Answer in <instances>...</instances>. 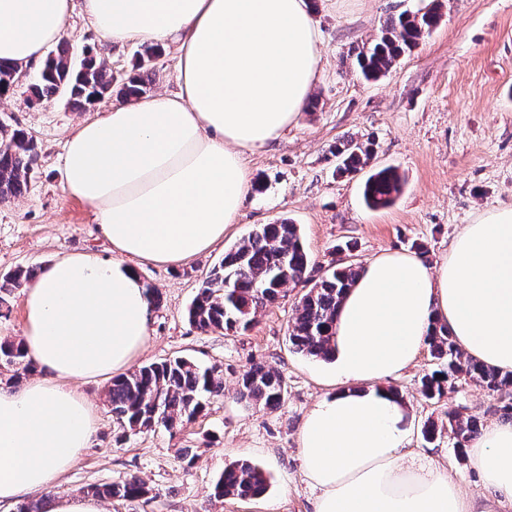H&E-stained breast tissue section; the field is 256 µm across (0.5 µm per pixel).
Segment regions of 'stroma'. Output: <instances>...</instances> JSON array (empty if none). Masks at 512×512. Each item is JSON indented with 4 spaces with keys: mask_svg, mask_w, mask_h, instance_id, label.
I'll return each mask as SVG.
<instances>
[{
    "mask_svg": "<svg viewBox=\"0 0 512 512\" xmlns=\"http://www.w3.org/2000/svg\"><path fill=\"white\" fill-rule=\"evenodd\" d=\"M320 29L322 69L314 97L316 111L274 145L246 154L244 161L264 191L243 204L223 245L183 265L152 263L141 278L160 295L147 344L133 360L142 366L175 356L218 367L224 394L211 399L191 423L174 429L129 431L112 417L109 380L72 381L97 418L93 445L54 488L55 494L81 492L91 485L135 476L151 490L150 502L108 499L104 512H312L314 494L304 483L299 458L300 427L313 405L329 390L323 362L293 353L288 327L304 293L283 288L278 300L260 310L246 334L193 328L186 309L201 282L224 257L227 246L254 228L288 217L299 224L314 261L339 259L338 245L351 242L353 262L427 245L426 259L437 263L462 227L486 211L512 207V0H442L443 20L419 46L385 76L365 81L354 65L358 46L372 40L392 15L414 11L428 0H311ZM66 38L107 56L115 76L129 72L137 44L107 50L102 35L73 9ZM112 99L94 108H70L64 95L31 101L26 94L0 100V120L25 128L41 158L24 195L0 203V276L43 267L64 255L109 245L87 202L64 190L65 143L82 121L110 111ZM372 139V168L394 167L405 185L387 208L369 209L363 200L364 175L334 176L336 141ZM278 370L284 400L274 410L240 401L237 383L249 366ZM437 367L429 349L391 385L413 410L414 452L433 457L469 492L478 478L447 434L425 440L426 421L448 411L479 415L483 423L501 420L503 397L469 380H457L440 399L419 394L422 377ZM248 461L268 479L259 498H214L212 487L226 466Z\"/></svg>",
    "mask_w": 512,
    "mask_h": 512,
    "instance_id": "1",
    "label": "stroma"
}]
</instances>
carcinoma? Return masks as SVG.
Listing matches in <instances>:
<instances>
[{
	"label": "carcinoma",
	"mask_w": 512,
	"mask_h": 512,
	"mask_svg": "<svg viewBox=\"0 0 512 512\" xmlns=\"http://www.w3.org/2000/svg\"><path fill=\"white\" fill-rule=\"evenodd\" d=\"M441 0L416 12H403L386 19L378 35L355 54V63L366 80L386 76L399 59L416 48L425 34L442 20ZM162 54L159 45H145L138 52L133 69L117 80L112 69L100 57H92L89 67L80 71L72 59V46L63 42L50 51L39 65L26 91L35 99L58 94L65 83L67 104L76 110L91 106L92 98L117 95L127 101L140 98L151 90L156 66L151 60ZM0 138L8 149L0 153V201L24 195L36 168L38 153L33 137L18 125L0 124ZM373 144L347 137L336 144L331 154L336 158V174L351 176L369 166ZM404 178L397 169L384 167L365 180L363 198L370 209L391 206L402 192ZM362 267L341 261L321 270L302 243L298 225L289 219L263 224L252 230L224 253L202 282L188 308L189 323L201 331H246L258 310L275 302L284 286L305 284L296 316L288 328V342L293 352L306 357L329 360L336 310L347 288L360 275ZM34 271L18 270L0 278V305L6 296L21 287ZM428 346L440 369L421 381L420 394L426 401L443 396L460 378L482 388L503 393L512 388V374H502L463 357L448 327L438 325ZM0 362L15 367L19 377L31 371L21 343L0 341ZM224 395V383L217 368L205 367L186 358L175 357L160 363L138 366L112 379L108 402L116 419L132 431L162 426L168 430L190 422L205 410L211 399ZM238 396L267 409H276L284 398L282 375L263 364L252 365L241 376ZM480 427L475 415L450 411L447 420L437 426L430 422L424 437L434 438L438 431L448 432L458 448H464ZM268 480L264 472L250 462L236 463L224 470L213 486V496L228 495L257 498L265 494ZM86 495L108 499H144L150 488L136 477L121 482L89 486Z\"/></svg>",
	"instance_id": "carcinoma-1"
}]
</instances>
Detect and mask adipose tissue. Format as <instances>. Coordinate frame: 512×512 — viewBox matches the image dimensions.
<instances>
[{
    "label": "adipose tissue",
    "mask_w": 512,
    "mask_h": 512,
    "mask_svg": "<svg viewBox=\"0 0 512 512\" xmlns=\"http://www.w3.org/2000/svg\"><path fill=\"white\" fill-rule=\"evenodd\" d=\"M71 11V0H0V64L40 62ZM82 13L108 46L175 47L181 83L85 121L67 140L64 189L93 206L112 254L66 255L26 285L22 344L39 375L0 387V505L40 493L47 512H102L93 497L51 490L97 432L70 381L123 374L149 336L140 265L177 266L223 241L255 188L245 152L297 122L321 64L309 0H82ZM439 324L468 357L512 372V207L466 225L438 266L386 254L346 293L328 364L336 389L299 435L313 512H499L512 503V423L470 441L476 494L406 450L412 413L388 383Z\"/></svg>",
    "instance_id": "1"
}]
</instances>
